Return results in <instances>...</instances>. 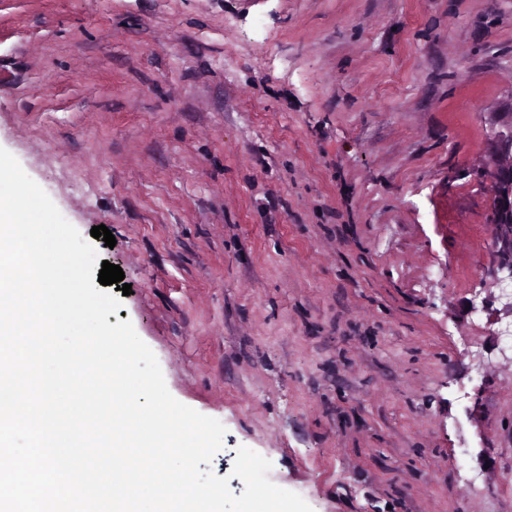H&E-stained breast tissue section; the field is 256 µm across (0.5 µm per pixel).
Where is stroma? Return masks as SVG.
I'll return each mask as SVG.
<instances>
[{"instance_id": "1", "label": "stroma", "mask_w": 512, "mask_h": 512, "mask_svg": "<svg viewBox=\"0 0 512 512\" xmlns=\"http://www.w3.org/2000/svg\"><path fill=\"white\" fill-rule=\"evenodd\" d=\"M512 0H0V147L170 393L313 512H512L486 130Z\"/></svg>"}]
</instances>
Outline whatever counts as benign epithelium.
Masks as SVG:
<instances>
[{"mask_svg":"<svg viewBox=\"0 0 512 512\" xmlns=\"http://www.w3.org/2000/svg\"><path fill=\"white\" fill-rule=\"evenodd\" d=\"M486 142L491 178L489 223L495 228L496 270L512 279V114L494 118Z\"/></svg>","mask_w":512,"mask_h":512,"instance_id":"1","label":"benign epithelium"}]
</instances>
